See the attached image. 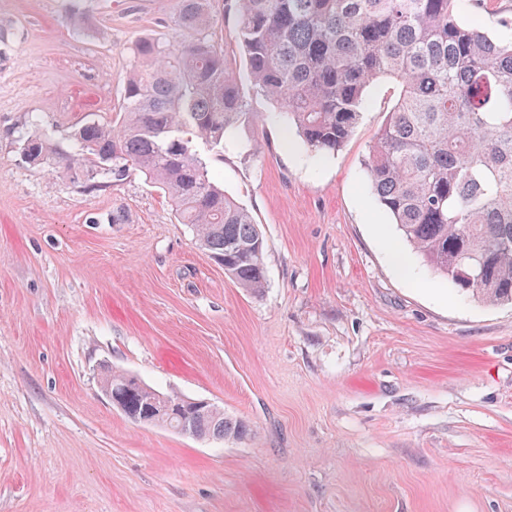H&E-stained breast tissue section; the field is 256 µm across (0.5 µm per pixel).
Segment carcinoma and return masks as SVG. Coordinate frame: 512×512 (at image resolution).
Wrapping results in <instances>:
<instances>
[{
    "instance_id": "cac0c4a2",
    "label": "carcinoma",
    "mask_w": 512,
    "mask_h": 512,
    "mask_svg": "<svg viewBox=\"0 0 512 512\" xmlns=\"http://www.w3.org/2000/svg\"><path fill=\"white\" fill-rule=\"evenodd\" d=\"M467 0H235L238 43L253 90L273 101L309 150L328 154L352 136L367 91L400 87L365 162L371 190L403 239L454 288L512 303V36L462 17ZM179 46L146 37L124 83L119 120L72 137L91 167L130 166L168 195L199 247L246 291L265 288V240L250 213L208 176L198 145L257 118L224 52L204 32L209 0H181ZM52 152L47 136L22 144L26 162ZM160 395L143 384L124 414L136 422ZM198 438L240 440L243 420L218 408L192 416Z\"/></svg>"
}]
</instances>
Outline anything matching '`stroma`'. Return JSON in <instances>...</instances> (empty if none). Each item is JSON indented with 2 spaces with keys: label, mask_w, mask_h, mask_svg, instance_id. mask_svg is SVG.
I'll use <instances>...</instances> for the list:
<instances>
[{
  "label": "stroma",
  "mask_w": 512,
  "mask_h": 512,
  "mask_svg": "<svg viewBox=\"0 0 512 512\" xmlns=\"http://www.w3.org/2000/svg\"><path fill=\"white\" fill-rule=\"evenodd\" d=\"M179 4L0 0V512H512V305L392 267L364 161L394 80L329 156L247 87L260 119L208 171L265 239L259 296L138 170L86 176L73 129L116 118L140 37L193 38ZM210 8L247 86L234 4ZM37 129L43 165L21 155ZM108 369L251 432L133 422ZM191 424L198 438L240 440L249 432V426L245 421L228 418L224 416V411L218 408L193 415Z\"/></svg>",
  "instance_id": "obj_1"
}]
</instances>
